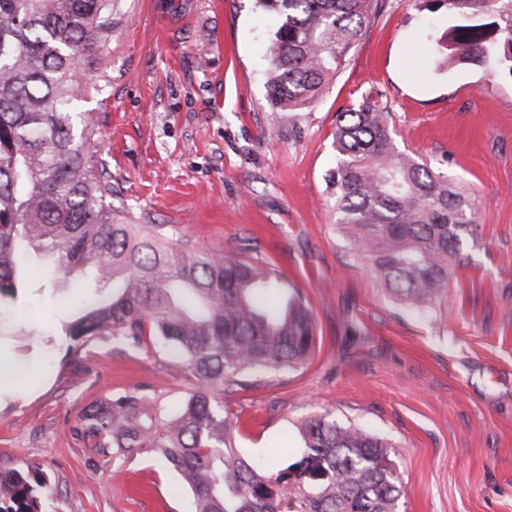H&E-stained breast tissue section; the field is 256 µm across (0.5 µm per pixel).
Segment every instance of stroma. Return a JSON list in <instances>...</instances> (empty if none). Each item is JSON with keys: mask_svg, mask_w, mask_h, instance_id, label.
<instances>
[{"mask_svg": "<svg viewBox=\"0 0 512 512\" xmlns=\"http://www.w3.org/2000/svg\"><path fill=\"white\" fill-rule=\"evenodd\" d=\"M101 91L114 203L139 224L225 250L241 237L309 301L318 342L305 365L220 400L240 451L280 469L296 425L323 415L394 447L398 512H512V74L497 60L446 64L457 24L445 0H372L369 25L321 97L299 112L267 100L275 20L255 0H117ZM372 95L395 143L461 188L477 227L464 265L427 311L392 301L342 238L325 175L336 116ZM72 289L32 269L0 310V470L42 471L43 512H190L178 475L148 454L90 460L71 428L90 403L132 390L165 406L192 382L164 354L105 336L72 362Z\"/></svg>", "mask_w": 512, "mask_h": 512, "instance_id": "1", "label": "stroma"}]
</instances>
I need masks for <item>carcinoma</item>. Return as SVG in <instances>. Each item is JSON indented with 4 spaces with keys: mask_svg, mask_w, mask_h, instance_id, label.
Instances as JSON below:
<instances>
[{
    "mask_svg": "<svg viewBox=\"0 0 512 512\" xmlns=\"http://www.w3.org/2000/svg\"><path fill=\"white\" fill-rule=\"evenodd\" d=\"M276 12L268 100L282 112L312 104L370 20L371 0H256ZM461 15L494 14L496 29L456 24L440 37L451 63L482 65L512 45V0H445ZM114 0H0V308L15 301L30 254L49 274L89 271L112 285L76 295L65 334L110 335L131 350H163L193 379L173 408L133 390L78 415L73 435L103 460L129 451L166 461L190 491L193 512H396L402 479L393 445L360 425L311 416L297 425L296 459L266 471L236 448L233 420L214 392L245 387L243 374L303 365L316 324L299 293L250 239L230 250L136 224L112 205V174L91 150L100 131L80 76L112 36ZM336 167L327 175L338 225L391 297L426 310L463 264L472 209L448 178L400 152L370 97L338 116ZM46 478L0 471V512H42Z\"/></svg>",
    "mask_w": 512,
    "mask_h": 512,
    "instance_id": "carcinoma-1",
    "label": "carcinoma"
}]
</instances>
